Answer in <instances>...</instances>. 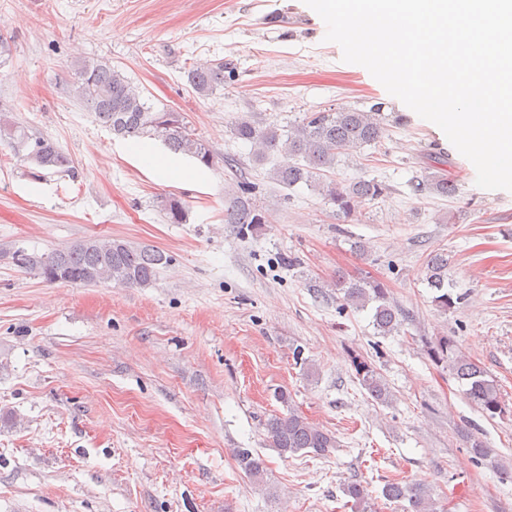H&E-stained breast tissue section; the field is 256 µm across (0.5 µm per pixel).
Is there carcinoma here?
<instances>
[{
  "label": "carcinoma",
  "mask_w": 512,
  "mask_h": 512,
  "mask_svg": "<svg viewBox=\"0 0 512 512\" xmlns=\"http://www.w3.org/2000/svg\"><path fill=\"white\" fill-rule=\"evenodd\" d=\"M77 81L72 87L74 97L84 103L98 123L123 138H150L161 141L170 151L192 158L197 164L212 168L218 157L209 144L197 137L185 120V116L169 108L157 109L143 97L123 72L102 60L82 59L75 64ZM224 62L194 61L186 69L188 83L202 96H209L224 85ZM382 105L368 111L346 107L315 112L287 128L262 126L250 118L240 119L232 129V135L253 146L252 161L262 164L271 153L285 158L271 170V178L285 188L304 182L315 188L336 211L350 216L364 205L374 202L387 193V186L363 177L347 186L320 179L322 172L334 167L336 156L363 145L378 142L383 135L379 119ZM0 139L7 141L15 155L34 165L31 175L44 177V172L80 177V170L71 156L56 142L29 133L28 127L17 121L13 112L0 108ZM303 163H298V160ZM440 166L434 173L413 185V190L433 191L440 196H453L457 187L448 178L438 157ZM240 194L233 196L226 210L224 223L236 224L240 232L253 231L266 223L272 209L259 205L249 197L254 186L247 181L237 182ZM160 210L169 224L186 222L184 203L176 197L160 200ZM12 261L25 269L36 272L45 281L91 285L103 280L145 288L154 284L163 268L171 259L152 245L133 244L119 238H88L64 249L47 254H29L24 249L11 253ZM425 281L436 290L434 301L443 310L455 305L448 292V254L437 252L428 257ZM342 293L344 305L361 308L375 303L373 325L383 333L399 330L403 313L392 305L387 288L376 280L352 278L336 281ZM429 356L437 363L451 364L453 374L466 386L465 394L481 411L493 418L505 411L499 389L494 380L488 379L487 371L462 354L453 338L443 336L427 345ZM360 384L378 404L389 402L391 393L387 383L367 362L356 365ZM276 399L288 407L285 414H274L264 422L270 446L283 458L300 452L322 456L337 447L336 437L308 421L290 408V394L280 390ZM236 460L256 484L264 485L265 460L246 448H239ZM343 494L350 498L354 512H373L374 503L368 486L353 480L343 484ZM382 496L389 501L404 504V512H439L430 490L421 483H406L397 479L385 481Z\"/></svg>",
  "instance_id": "carcinoma-1"
}]
</instances>
